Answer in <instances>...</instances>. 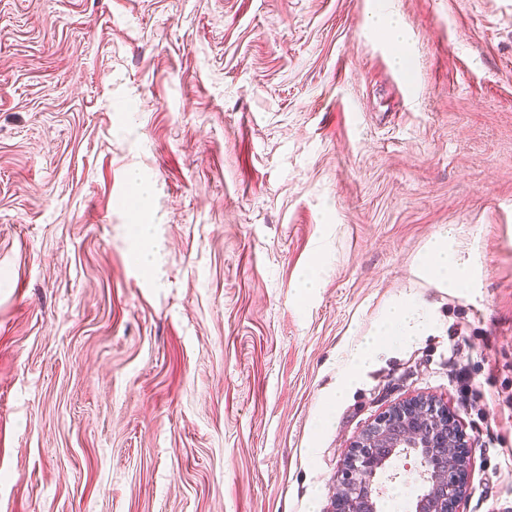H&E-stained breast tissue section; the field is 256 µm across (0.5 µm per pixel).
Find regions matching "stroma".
Wrapping results in <instances>:
<instances>
[{"label":"stroma","instance_id":"stroma-1","mask_svg":"<svg viewBox=\"0 0 512 512\" xmlns=\"http://www.w3.org/2000/svg\"><path fill=\"white\" fill-rule=\"evenodd\" d=\"M404 297L428 331L337 395ZM420 395L461 512H512V0H0V512H329ZM422 267L443 288L455 287L465 277V270L448 245V235H438L430 242Z\"/></svg>","mask_w":512,"mask_h":512}]
</instances>
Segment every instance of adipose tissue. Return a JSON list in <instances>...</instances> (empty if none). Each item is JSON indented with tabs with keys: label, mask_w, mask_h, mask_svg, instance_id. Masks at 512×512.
Returning <instances> with one entry per match:
<instances>
[{
	"label": "adipose tissue",
	"mask_w": 512,
	"mask_h": 512,
	"mask_svg": "<svg viewBox=\"0 0 512 512\" xmlns=\"http://www.w3.org/2000/svg\"><path fill=\"white\" fill-rule=\"evenodd\" d=\"M422 267L432 280L444 288L456 286L465 277V271L457 262L448 238L444 235L436 236L430 242L422 260ZM382 325L383 332L368 337L352 352L350 362L343 372L344 377H351L371 362L387 346L389 339H407L420 335L427 329L429 317L427 311L414 299L406 297L388 308Z\"/></svg>",
	"instance_id": "obj_1"
}]
</instances>
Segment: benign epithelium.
<instances>
[{
  "mask_svg": "<svg viewBox=\"0 0 512 512\" xmlns=\"http://www.w3.org/2000/svg\"><path fill=\"white\" fill-rule=\"evenodd\" d=\"M466 437L448 406L411 397L391 406L350 443L331 512H378L381 479L402 457L419 462L415 512H460L467 492Z\"/></svg>",
  "mask_w": 512,
  "mask_h": 512,
  "instance_id": "7a95c632",
  "label": "benign epithelium"
}]
</instances>
